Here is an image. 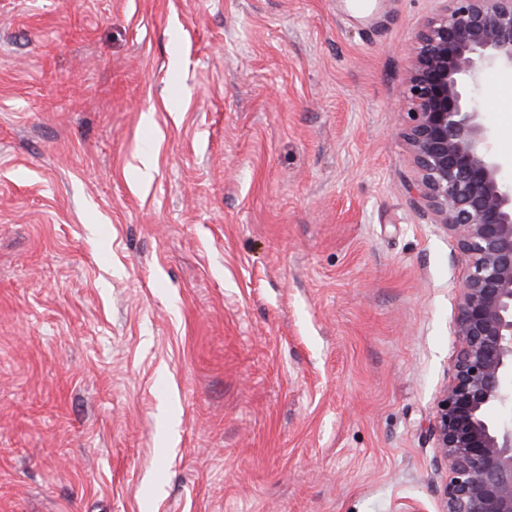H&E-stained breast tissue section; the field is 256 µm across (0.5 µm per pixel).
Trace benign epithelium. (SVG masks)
I'll use <instances>...</instances> for the list:
<instances>
[{"label": "benign epithelium", "mask_w": 512, "mask_h": 512, "mask_svg": "<svg viewBox=\"0 0 512 512\" xmlns=\"http://www.w3.org/2000/svg\"><path fill=\"white\" fill-rule=\"evenodd\" d=\"M410 55L408 191L466 267L450 374L428 418L446 469L441 512H512V183L476 100L486 71L512 72V0H441Z\"/></svg>", "instance_id": "1"}]
</instances>
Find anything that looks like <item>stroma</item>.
<instances>
[{
  "label": "stroma",
  "instance_id": "obj_1",
  "mask_svg": "<svg viewBox=\"0 0 512 512\" xmlns=\"http://www.w3.org/2000/svg\"><path fill=\"white\" fill-rule=\"evenodd\" d=\"M369 3L0 0V512H440L439 3ZM480 106L511 182L503 72Z\"/></svg>",
  "mask_w": 512,
  "mask_h": 512
}]
</instances>
